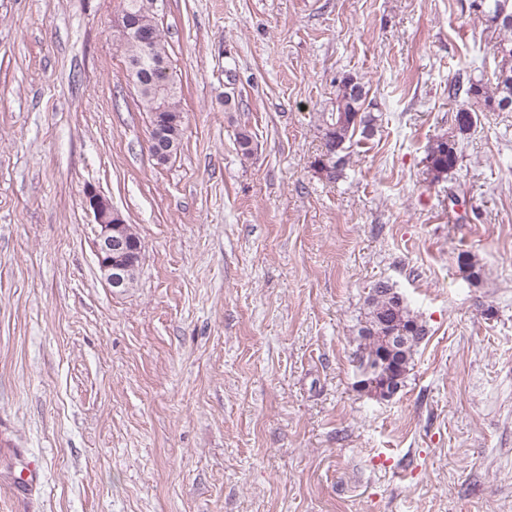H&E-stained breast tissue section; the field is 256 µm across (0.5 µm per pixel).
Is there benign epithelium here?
Returning a JSON list of instances; mask_svg holds the SVG:
<instances>
[{
    "mask_svg": "<svg viewBox=\"0 0 512 512\" xmlns=\"http://www.w3.org/2000/svg\"><path fill=\"white\" fill-rule=\"evenodd\" d=\"M118 27L121 35L126 38L148 41V35L124 14L121 15ZM82 204L93 217L96 226L94 251L98 267L108 284L123 292L129 287L134 271L138 268L141 241L133 235L112 203L96 188H85Z\"/></svg>",
    "mask_w": 512,
    "mask_h": 512,
    "instance_id": "7a95c632",
    "label": "benign epithelium"
}]
</instances>
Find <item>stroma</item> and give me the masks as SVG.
Returning <instances> with one entry per match:
<instances>
[{"label":"stroma","mask_w":512,"mask_h":512,"mask_svg":"<svg viewBox=\"0 0 512 512\" xmlns=\"http://www.w3.org/2000/svg\"><path fill=\"white\" fill-rule=\"evenodd\" d=\"M120 3L0 0V512H512V109L462 136L448 95L500 32L472 0H154L185 116L160 164ZM348 73L377 131L331 183ZM89 185L142 241L122 293ZM381 280L428 329L385 401L353 363ZM368 93L359 78L345 74L331 98V109L319 116L322 152L315 158L313 167L329 182H336L342 176L346 164L344 153L353 137L358 132L363 138L374 134L376 119L365 107ZM429 168L434 179H440L453 170L458 162L455 142L438 140L431 146L428 156Z\"/></svg>","instance_id":"stroma-1"}]
</instances>
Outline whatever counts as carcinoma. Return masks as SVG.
I'll return each instance as SVG.
<instances>
[{"instance_id": "1", "label": "carcinoma", "mask_w": 512, "mask_h": 512, "mask_svg": "<svg viewBox=\"0 0 512 512\" xmlns=\"http://www.w3.org/2000/svg\"><path fill=\"white\" fill-rule=\"evenodd\" d=\"M475 4L489 26L512 34V0H475ZM152 5L153 0H124V11L140 18L151 42L144 45L130 39L123 45L126 61L136 66L133 79L140 83L139 104L143 111L155 113L157 127L168 142L172 156L177 153L183 135L181 98L177 83L168 75L167 48ZM496 52L501 65L494 73V88L481 79L461 77L450 86V95L462 94L467 99V106L455 116L461 134L471 130L476 109L504 110L512 106V39L500 40ZM368 93L359 78L345 74L331 98V109L319 116L322 152L315 158L313 167L329 182L342 176L345 151L353 137L359 134L369 138L374 134L375 117L365 107ZM236 143L242 156L248 158L253 154L254 140L247 128L239 129ZM428 160L434 178H442L457 165L456 144L436 141L428 152ZM457 262L467 280L476 283L481 279L482 269L470 253H460ZM427 334L426 325L393 284L379 281L370 289L359 321V346L355 353L361 378L372 383L367 395L384 399L391 388L404 387L416 349Z\"/></svg>"}]
</instances>
